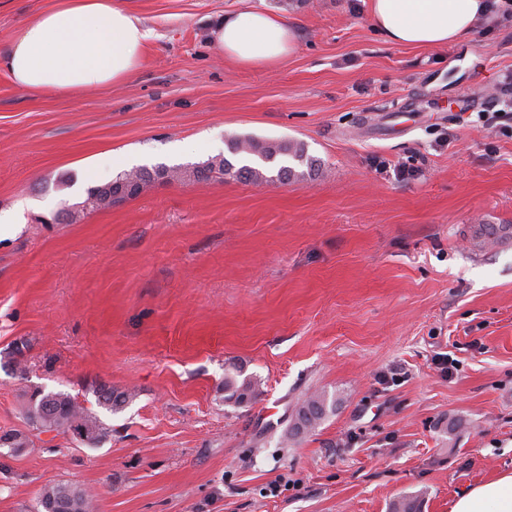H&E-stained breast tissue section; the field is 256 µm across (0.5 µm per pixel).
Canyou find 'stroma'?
<instances>
[{
    "label": "stroma",
    "mask_w": 512,
    "mask_h": 512,
    "mask_svg": "<svg viewBox=\"0 0 512 512\" xmlns=\"http://www.w3.org/2000/svg\"><path fill=\"white\" fill-rule=\"evenodd\" d=\"M56 2L0 0V55ZM118 2L154 32L123 84L36 96L0 69V212L22 211L0 240V433L29 438L0 447V512H37L57 482L96 512H389L420 490L449 512L512 471V238L475 237L512 225V130L484 123L512 23L429 49L387 44L370 0ZM259 6L296 26L294 54L224 60L213 23ZM464 93L477 106L453 112ZM234 136L301 141L319 172L157 184L55 220L128 164L189 166ZM232 369L259 381L252 403L225 400ZM102 384L134 398L98 448L23 417L33 390L93 410ZM321 391L335 412L281 444Z\"/></svg>",
    "instance_id": "35a3bbf8"
}]
</instances>
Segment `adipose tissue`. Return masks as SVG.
I'll use <instances>...</instances> for the list:
<instances>
[{"label":"adipose tissue","mask_w":512,"mask_h":512,"mask_svg":"<svg viewBox=\"0 0 512 512\" xmlns=\"http://www.w3.org/2000/svg\"><path fill=\"white\" fill-rule=\"evenodd\" d=\"M485 10V0H370L371 23L393 46L459 42ZM151 37L116 0H59L17 32L0 67L26 91L75 94L126 81L141 67ZM297 39L293 24L263 8L226 16L212 30L218 53L249 68L284 63ZM450 512H512V472L458 495Z\"/></svg>","instance_id":"obj_1"}]
</instances>
